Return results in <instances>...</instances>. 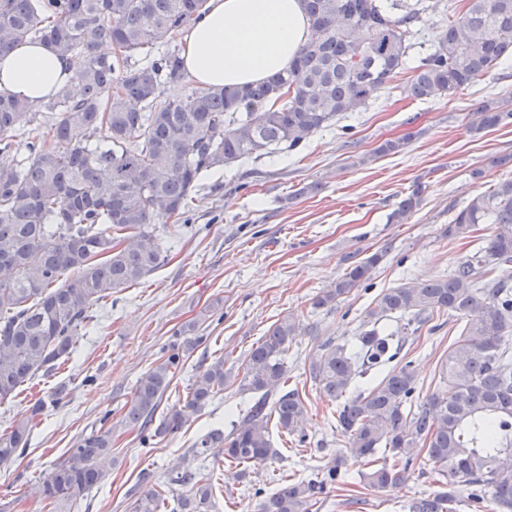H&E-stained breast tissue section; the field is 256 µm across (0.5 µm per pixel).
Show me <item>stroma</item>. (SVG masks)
<instances>
[{"label": "stroma", "instance_id": "obj_1", "mask_svg": "<svg viewBox=\"0 0 512 512\" xmlns=\"http://www.w3.org/2000/svg\"><path fill=\"white\" fill-rule=\"evenodd\" d=\"M422 16L411 39L407 66L388 88L360 111L342 114L295 151L274 150L201 175L188 223L156 220L155 231L167 262L137 285L94 307L87 325L72 338L73 351L61 366L37 375L17 396L0 403V433L37 399L49 402L35 422L25 453L0 467V503L13 512H48L32 491L80 440L97 431L109 415L114 464L108 475L78 501L73 512H133L135 500L154 484H170L169 508H176L183 486L173 484L188 466L212 478L214 512H256V489L277 491L284 477L301 479L314 468L340 465L342 481L323 496L318 512H401L419 491L441 485L432 465L419 458L401 486L374 490L360 481L362 464L347 458V443L336 429L331 402L309 376V365L326 341H352L375 297L401 284L448 276L465 255L482 247L492 233L480 224L451 239L444 230L458 210L497 182L512 179V166H491L493 157L512 155V124L471 132L476 114L488 102L512 109V58L451 96L413 98V70L432 50L445 20L442 10ZM407 138L401 152L377 154L384 141ZM484 170L474 178V170ZM319 184L313 194L308 184ZM420 205L403 222L392 214L415 186ZM383 257L360 288L333 310H316L313 297L343 275L349 255ZM224 302L223 319L206 313L214 299ZM293 316L297 330L286 356L288 374L304 386L309 406L305 429L310 443L285 445L268 463L234 478L223 455L193 457L195 444L210 430L231 431L250 394L237 387L200 409L187 407V388L196 367L224 358L238 364L268 327ZM201 319L202 343L179 367L158 408L185 411L178 431L140 442L123 420L138 378L155 365L175 340L180 326ZM463 329L449 319L442 329L422 327L411 345L413 368L423 393L437 391L439 365ZM60 403H52L54 393Z\"/></svg>", "mask_w": 512, "mask_h": 512}]
</instances>
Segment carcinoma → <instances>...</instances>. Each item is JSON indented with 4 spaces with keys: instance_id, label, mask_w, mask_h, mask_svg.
I'll return each mask as SVG.
<instances>
[{
    "instance_id": "carcinoma-1",
    "label": "carcinoma",
    "mask_w": 512,
    "mask_h": 512,
    "mask_svg": "<svg viewBox=\"0 0 512 512\" xmlns=\"http://www.w3.org/2000/svg\"><path fill=\"white\" fill-rule=\"evenodd\" d=\"M207 0H0V52L39 40L67 59L81 87H62L31 104L0 93V154H22L0 167V403L72 352L70 336L90 309L157 270L165 255L151 224L179 221L202 173L285 146L298 148L336 116L357 112L400 73L420 21L419 3L399 17L384 0H301L311 35L286 69L242 87L194 88L165 100L161 87L187 77L178 32L199 19ZM448 25L415 70L418 99L452 95L512 56V0H450ZM109 43L113 55L98 48ZM48 132L20 145L16 132L39 123ZM512 120L494 104L477 113L474 131ZM416 186L393 214L404 220L422 201ZM492 224L485 245L442 279L388 288L367 311L352 343L328 341L311 361L310 377L338 404L336 429L350 455L368 466L370 488L406 483L426 453L447 490L414 495L404 512H452L458 487L493 512H512V179L473 197L448 224V237ZM381 254L354 260L334 285L314 297L332 307L365 283ZM465 321L441 360L444 389L414 405L418 383L412 362L383 370L434 314ZM406 318L385 333L378 322ZM296 322L285 316L252 345L235 369L224 359L199 366L187 405L204 407L238 384L253 398L228 435H204L193 456L217 448L224 460L246 467L274 459L271 427L307 443V405L288 386L286 355ZM199 339L175 345L143 373L123 420L147 442L172 434L183 410L172 408L153 424L183 357ZM385 371L377 384L350 392L353 381ZM39 400L0 434V466L28 447ZM112 468V428L84 437L36 493L52 512L71 507ZM337 467L319 470L277 492H258L257 512H313L336 485ZM171 483L190 486L179 512H211L213 486L187 468ZM168 492L152 489L134 512H163Z\"/></svg>"
}]
</instances>
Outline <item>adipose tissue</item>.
<instances>
[{"label": "adipose tissue", "instance_id": "ef3b65f1", "mask_svg": "<svg viewBox=\"0 0 512 512\" xmlns=\"http://www.w3.org/2000/svg\"><path fill=\"white\" fill-rule=\"evenodd\" d=\"M310 35L299 0H208L181 36L184 67L203 88L248 85L284 70ZM71 81L66 61L41 42L0 54V91L29 103Z\"/></svg>", "mask_w": 512, "mask_h": 512}]
</instances>
